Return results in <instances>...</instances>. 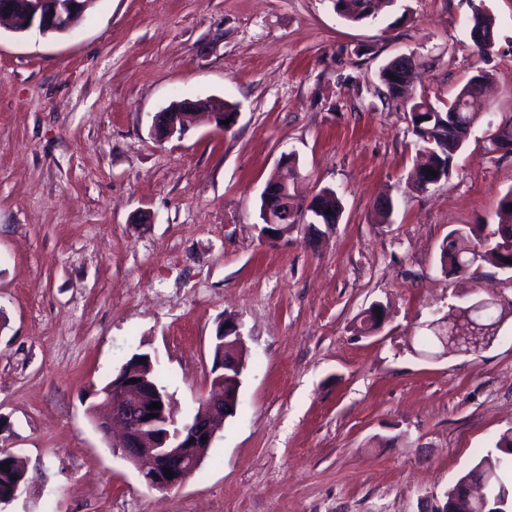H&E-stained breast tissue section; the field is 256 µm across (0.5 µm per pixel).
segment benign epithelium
I'll return each mask as SVG.
<instances>
[{
  "instance_id": "7a95c632",
  "label": "benign epithelium",
  "mask_w": 512,
  "mask_h": 512,
  "mask_svg": "<svg viewBox=\"0 0 512 512\" xmlns=\"http://www.w3.org/2000/svg\"><path fill=\"white\" fill-rule=\"evenodd\" d=\"M96 0H0V27L15 32L31 29L41 35L63 34L91 8ZM198 102L178 101L157 113L152 119V131L158 140L182 136L187 128L189 110ZM262 197L266 204L261 213L265 240L278 237L275 230L297 219V205L290 194L288 181L283 179L266 185ZM472 318L453 326L441 325L439 342L446 347L472 349L483 341L482 324ZM241 333L237 323L223 326L214 338V357L211 391L199 401L196 414L180 423L173 411V398L156 385L143 368L122 372L112 384L95 396L103 413L94 416L98 430L111 437L114 426L120 435L112 447L139 473L142 483L150 489L171 490L180 487L194 476L204 458L203 450L212 447L217 421L236 411L237 401L227 399L225 379L235 377L244 368L239 345ZM158 402L161 408H151ZM173 476H164L165 470ZM490 479L468 486L464 509L468 512H490L491 498L487 491Z\"/></svg>"
}]
</instances>
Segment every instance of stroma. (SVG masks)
Here are the masks:
<instances>
[{"label": "stroma", "instance_id": "35a3bbf8", "mask_svg": "<svg viewBox=\"0 0 512 512\" xmlns=\"http://www.w3.org/2000/svg\"><path fill=\"white\" fill-rule=\"evenodd\" d=\"M494 47L468 48L472 0H399L350 24L331 0H96L63 35L0 29V448L28 464L0 512H429L512 429V274L446 280L448 232L493 229L512 153V0H483ZM424 60L406 96L378 77ZM491 76L448 179L408 183L410 97L443 107ZM236 105L157 141L176 100ZM295 156L296 198L342 202L338 224L260 237V195ZM391 199L387 223L378 203ZM509 316L472 352L420 344L450 306ZM381 304L379 332L357 330ZM239 325L235 415L199 472L148 489L97 431L92 387L147 352L178 417Z\"/></svg>", "mask_w": 512, "mask_h": 512}]
</instances>
